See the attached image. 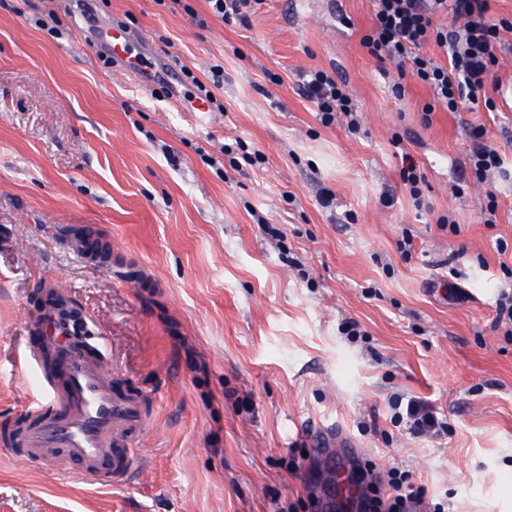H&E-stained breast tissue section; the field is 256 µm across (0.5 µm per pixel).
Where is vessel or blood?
I'll return each instance as SVG.
<instances>
[{
  "mask_svg": "<svg viewBox=\"0 0 512 512\" xmlns=\"http://www.w3.org/2000/svg\"><path fill=\"white\" fill-rule=\"evenodd\" d=\"M107 46L133 76L158 78V63L148 60L140 41L122 27H113ZM40 329L55 346L54 367L64 374L66 384L43 381L37 420L23 431L25 457L40 463L64 457L77 463L87 482H120L135 452L134 436L149 423L141 394L113 388L104 366L70 347L51 315L41 317ZM317 444L325 452H356L355 442L335 429H321Z\"/></svg>",
  "mask_w": 512,
  "mask_h": 512,
  "instance_id": "obj_1",
  "label": "vessel or blood"
}]
</instances>
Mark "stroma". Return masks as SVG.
I'll return each instance as SVG.
<instances>
[{"instance_id": "1", "label": "stroma", "mask_w": 512, "mask_h": 512, "mask_svg": "<svg viewBox=\"0 0 512 512\" xmlns=\"http://www.w3.org/2000/svg\"><path fill=\"white\" fill-rule=\"evenodd\" d=\"M184 2L193 14L157 0H0V428L41 398L25 361L57 281L80 314L71 341L153 409L119 487L0 448V512H313L329 478L310 441L321 426L355 438L378 475L410 471L418 512H512V339L494 325L512 268L496 249L512 244V33L491 72L496 111L426 115L431 89L410 79L396 97L364 45L373 0H263L241 24ZM33 16L56 17L62 38ZM115 24L175 87L104 64ZM215 64L224 109L201 112L193 95ZM313 69L347 84L359 133L321 125L298 90ZM471 121L506 165L459 196ZM237 139L263 163L239 167L224 151ZM405 151L426 175L420 210L400 177ZM447 213L457 232L438 224ZM260 215L283 241L259 231ZM80 227L110 262L77 249ZM397 397L436 407L448 434L396 426Z\"/></svg>"}]
</instances>
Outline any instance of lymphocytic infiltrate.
Here are the masks:
<instances>
[{"label":"lymphocytic infiltrate","instance_id":"1","mask_svg":"<svg viewBox=\"0 0 512 512\" xmlns=\"http://www.w3.org/2000/svg\"><path fill=\"white\" fill-rule=\"evenodd\" d=\"M490 0H374L372 33L365 45L377 59L396 64L400 76L395 85L397 95H404V78L427 84L436 103L458 112L470 104H483L487 111L497 109L487 97L486 84L497 63L494 47L501 34L512 30V21L489 15ZM436 47L446 56L438 64L427 54V46ZM299 89L316 106L322 125L344 121L349 133H358L362 115L344 83L322 69L309 71ZM483 125L471 124V145L466 163L475 181L486 180L505 165V157L485 142ZM396 424L415 434L441 435L448 424L419 400L395 405ZM409 474L392 472L387 488L369 487L368 512H410L409 506L420 503L419 495L408 490Z\"/></svg>","mask_w":512,"mask_h":512}]
</instances>
